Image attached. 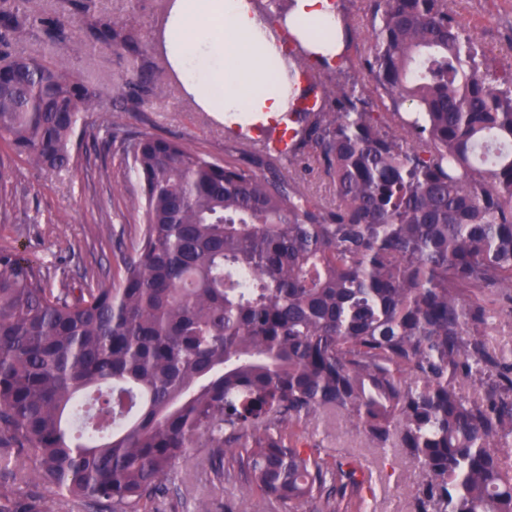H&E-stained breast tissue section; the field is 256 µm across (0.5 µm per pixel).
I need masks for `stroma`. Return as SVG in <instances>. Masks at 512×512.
Wrapping results in <instances>:
<instances>
[{
    "label": "stroma",
    "instance_id": "obj_1",
    "mask_svg": "<svg viewBox=\"0 0 512 512\" xmlns=\"http://www.w3.org/2000/svg\"><path fill=\"white\" fill-rule=\"evenodd\" d=\"M351 25L346 58L322 75V100L335 111L334 89L357 86L372 92L375 81L366 66L375 44L374 0H338ZM170 0H25L24 11L63 21L66 41H51L43 30L26 28L11 36V50L64 64L73 75L90 81L103 104H111L115 83L130 62L150 70L153 81L141 89L117 120L128 130L175 138L194 151L241 166L252 164L249 148L227 134L222 121L184 96L158 45L161 22ZM448 10L465 36L499 74L512 72V0H448ZM114 22L132 31L133 45L111 47L90 35L91 27ZM96 128L74 147L70 167L46 172L19 159L8 184L15 199L7 220L0 221V247L15 246L36 264L49 269L54 288L80 287L84 272L100 284L119 286L121 254L131 252L142 214L136 208L139 186L121 153L106 146L99 113L88 116ZM307 158H281L283 178L318 202L332 206L336 194L320 170H308ZM331 454L355 458L373 481L362 512H412V496L420 470L396 448L369 447L352 422L315 419L307 424ZM172 512H313L297 501L291 506H265L257 497L232 485L213 483L206 458L190 453L175 466Z\"/></svg>",
    "mask_w": 512,
    "mask_h": 512
}]
</instances>
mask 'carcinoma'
<instances>
[{
  "mask_svg": "<svg viewBox=\"0 0 512 512\" xmlns=\"http://www.w3.org/2000/svg\"><path fill=\"white\" fill-rule=\"evenodd\" d=\"M379 100L294 110L336 205L295 183L112 122L143 209L117 288L49 287L0 248V512H161L193 448L262 501L361 506L352 459L290 431L355 421L421 470L414 512H512V361L489 342L512 303V73L499 76L447 0H375ZM44 21L0 12V35ZM113 46L130 33L103 23ZM151 75L116 81L125 109ZM102 108L62 64L0 56V141L48 171ZM0 215L14 201L2 184ZM460 377L478 384L462 390ZM24 484L26 490L19 489Z\"/></svg>",
  "mask_w": 512,
  "mask_h": 512,
  "instance_id": "obj_1",
  "label": "carcinoma"
}]
</instances>
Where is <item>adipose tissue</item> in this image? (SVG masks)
<instances>
[{"mask_svg": "<svg viewBox=\"0 0 512 512\" xmlns=\"http://www.w3.org/2000/svg\"><path fill=\"white\" fill-rule=\"evenodd\" d=\"M344 21L336 0H294L268 24L252 0H172L160 30L162 54L183 94L230 126L287 124L302 92L290 76L282 35L311 60L339 61Z\"/></svg>", "mask_w": 512, "mask_h": 512, "instance_id": "obj_1", "label": "adipose tissue"}]
</instances>
